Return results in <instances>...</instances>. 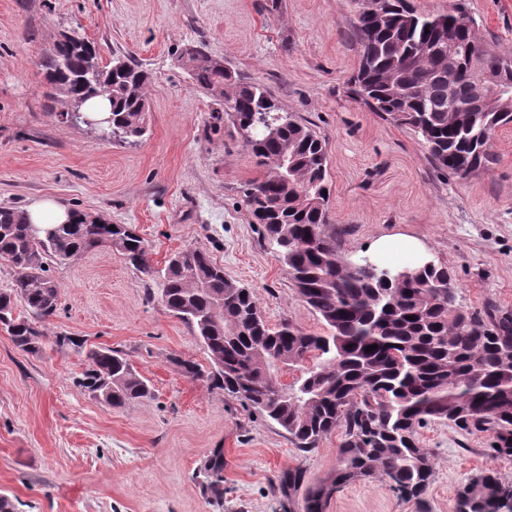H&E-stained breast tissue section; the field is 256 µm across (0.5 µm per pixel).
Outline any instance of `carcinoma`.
<instances>
[{"label":"carcinoma","mask_w":512,"mask_h":512,"mask_svg":"<svg viewBox=\"0 0 512 512\" xmlns=\"http://www.w3.org/2000/svg\"><path fill=\"white\" fill-rule=\"evenodd\" d=\"M382 13L354 11L353 37L360 51L348 80L352 97L380 118L414 133L432 163L461 178L492 160L496 131L512 124V99L495 97L478 112L448 111V42L455 46L461 93L467 95L489 62L501 84L512 85V53L472 46L460 0L448 10L423 14L409 0H381ZM44 78L70 103L57 113L68 121L89 98L106 94L118 143H135L145 132L142 108L152 75L130 58L76 36L59 41L44 57ZM188 73L195 88L224 99V114L251 133L247 142L263 177L248 184L245 203L263 240L278 254L300 299L317 315L324 334L306 333L288 321L271 328L252 292L224 275L203 248L178 251L159 274V297L205 348L209 368L171 358L181 375L241 398L275 422L302 451L340 432V465L333 477L305 490L302 512H326L344 485L379 474L401 497L419 498L433 476L417 429L441 422L466 432L491 434L490 452L512 456V310L471 311L457 303L453 273L426 265L412 282L386 277L388 270L348 264L329 232L326 143L288 112L261 82L242 80L201 46L190 48ZM267 113L275 132L254 117ZM74 220L40 232L36 242L23 212L0 207V259L14 280L0 293V324L15 345L35 354L43 336L15 302L46 321L59 309L60 288L44 266L65 263L100 246L113 247L131 265L151 273L146 246L129 224L116 229L79 210ZM377 345L371 352L367 346ZM79 386L107 393L121 408L151 395L126 354L111 347L86 352ZM281 365L302 368L292 385L279 387ZM206 490L224 496V449L207 456ZM302 473L283 474L278 487L292 500ZM472 512L512 508V487L489 473L458 489Z\"/></svg>","instance_id":"cac0c4a2"}]
</instances>
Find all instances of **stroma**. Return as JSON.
<instances>
[{
    "instance_id": "stroma-1",
    "label": "stroma",
    "mask_w": 512,
    "mask_h": 512,
    "mask_svg": "<svg viewBox=\"0 0 512 512\" xmlns=\"http://www.w3.org/2000/svg\"><path fill=\"white\" fill-rule=\"evenodd\" d=\"M483 43L512 52V0H462ZM347 0H0V206L53 198L113 224L134 225L151 274L108 246L50 274L60 307L42 348L19 350L0 329V494L17 512H283V472L304 486L331 478L339 433L300 451L240 399L180 375L172 357L208 366L186 324L156 295L155 273L174 252L206 248L251 288L269 326H323L298 297L244 203L262 174L216 100L177 61L204 46L225 66L264 83L328 144L331 230L344 259L378 236H417L452 271L459 305L512 309V126L493 139L487 169L461 178L436 169L414 134L368 112L347 91L359 65ZM78 31L102 63L127 52L153 74L147 133L133 145L58 121L65 99L47 89L40 62ZM82 341L57 346L56 336ZM124 350L151 397L113 408L78 386L90 347ZM432 481L401 499L379 477L336 492L327 512H455L456 490L495 472L512 485V458L489 451V433L440 422L418 431ZM224 451V497L206 493L210 449Z\"/></svg>"
}]
</instances>
